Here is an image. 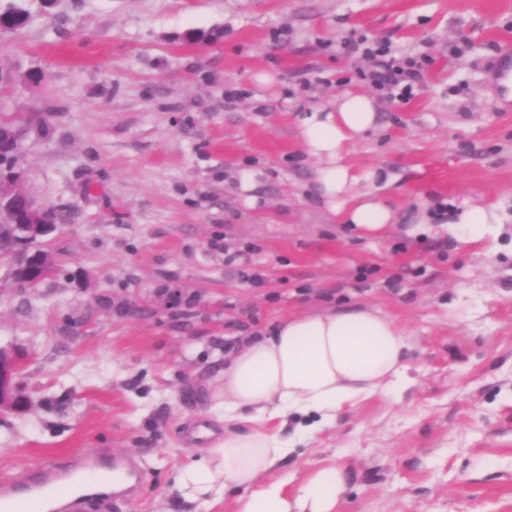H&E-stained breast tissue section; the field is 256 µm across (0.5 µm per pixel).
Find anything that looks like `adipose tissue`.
<instances>
[{"instance_id": "1", "label": "adipose tissue", "mask_w": 512, "mask_h": 512, "mask_svg": "<svg viewBox=\"0 0 512 512\" xmlns=\"http://www.w3.org/2000/svg\"><path fill=\"white\" fill-rule=\"evenodd\" d=\"M377 122L374 99L357 91L306 109L297 121L317 165L323 207L369 232L394 223L395 212L372 188L379 170L353 167L347 148ZM408 347L405 329L372 307L284 319L272 335L226 358L223 377L210 387V409L228 427L178 469L176 489L195 512H209L231 490L237 512H336L346 484L341 469L313 471L291 494L283 482L261 484L298 443L281 430L288 418L304 417L320 432L333 426L343 405L389 396L405 376Z\"/></svg>"}]
</instances>
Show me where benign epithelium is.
Here are the masks:
<instances>
[{
	"label": "benign epithelium",
	"mask_w": 512,
	"mask_h": 512,
	"mask_svg": "<svg viewBox=\"0 0 512 512\" xmlns=\"http://www.w3.org/2000/svg\"><path fill=\"white\" fill-rule=\"evenodd\" d=\"M22 196L25 205L19 211L15 210L16 195L0 196V211L6 209L13 213L20 229V237L14 240L13 276L21 283L33 285L50 273L51 258L46 253L30 250V244L50 235L55 225L46 222L45 205L25 192ZM19 368L18 356L0 349V406L8 405L22 412L27 402L15 383Z\"/></svg>",
	"instance_id": "7a95c632"
}]
</instances>
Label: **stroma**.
<instances>
[{
  "mask_svg": "<svg viewBox=\"0 0 512 512\" xmlns=\"http://www.w3.org/2000/svg\"><path fill=\"white\" fill-rule=\"evenodd\" d=\"M27 5L0 35V113L44 116L19 188L67 221L46 245L55 275L23 287L0 260V348L23 356L28 400L0 410V474L112 452L144 485L109 512H193L174 475L208 447L199 428L224 433L209 385L225 354L363 305L408 330L406 381L267 481L338 467L336 512H512V110L489 81L512 0ZM351 38L417 62L412 96L364 80L375 62ZM348 90L379 109L348 156L388 174L397 220L377 232L333 223L299 138V107ZM475 204L503 218L477 245L456 225Z\"/></svg>",
  "mask_w": 512,
  "mask_h": 512,
  "instance_id": "obj_1",
  "label": "stroma"
}]
</instances>
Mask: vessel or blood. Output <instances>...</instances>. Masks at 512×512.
<instances>
[{
	"label": "vessel or blood",
	"instance_id": "b4317fda",
	"mask_svg": "<svg viewBox=\"0 0 512 512\" xmlns=\"http://www.w3.org/2000/svg\"><path fill=\"white\" fill-rule=\"evenodd\" d=\"M100 472L122 474L120 492H129L138 485L137 476L124 471L117 457L92 466L51 458L36 465L31 479L0 482V512H44L48 507L53 512H99L110 493L105 482L96 478Z\"/></svg>",
	"mask_w": 512,
	"mask_h": 512
}]
</instances>
